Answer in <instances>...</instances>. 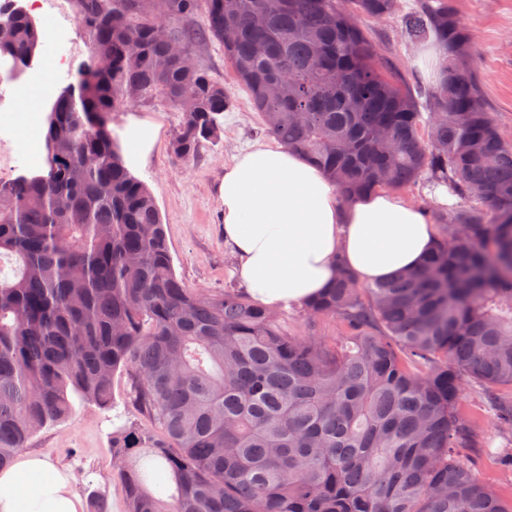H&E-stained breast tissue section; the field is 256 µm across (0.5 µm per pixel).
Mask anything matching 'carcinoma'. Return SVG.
I'll list each match as a JSON object with an SVG mask.
<instances>
[{
    "label": "carcinoma",
    "mask_w": 512,
    "mask_h": 512,
    "mask_svg": "<svg viewBox=\"0 0 512 512\" xmlns=\"http://www.w3.org/2000/svg\"><path fill=\"white\" fill-rule=\"evenodd\" d=\"M77 4L91 50L59 93L70 109L46 115L41 173L0 180V472L75 403L110 405L122 372L143 419L112 433L127 512H512L479 476L491 448L461 412L474 385L512 435V143L453 0L401 16L410 43L440 52L423 104L359 22L400 0ZM162 23L191 55L222 48L267 132L342 196L448 187L461 205L422 265L363 286L338 259L331 287L300 307L306 336L232 285L187 287L112 112L179 113L170 151L188 163L233 101L154 36ZM41 46L19 0L1 4L11 69ZM320 318L342 339L312 331Z\"/></svg>",
    "instance_id": "obj_1"
}]
</instances>
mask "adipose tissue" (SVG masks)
<instances>
[{"label": "adipose tissue", "instance_id": "adipose-tissue-1", "mask_svg": "<svg viewBox=\"0 0 512 512\" xmlns=\"http://www.w3.org/2000/svg\"><path fill=\"white\" fill-rule=\"evenodd\" d=\"M224 239L245 292L281 311L315 298L335 258L366 283L418 267L437 229L432 213L388 191L341 197L326 175L280 145L253 146L225 166ZM71 476L48 459L19 454L0 472V512H83Z\"/></svg>", "mask_w": 512, "mask_h": 512}]
</instances>
